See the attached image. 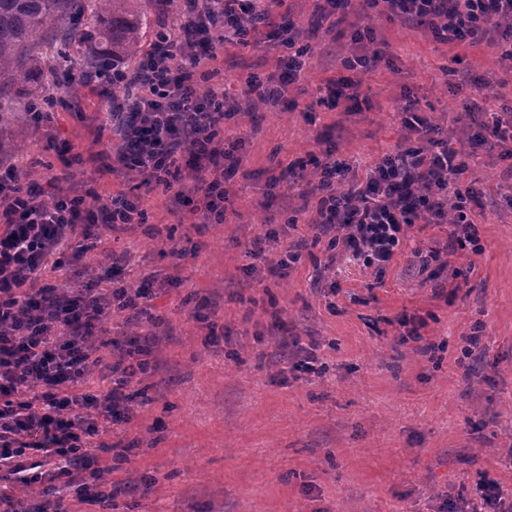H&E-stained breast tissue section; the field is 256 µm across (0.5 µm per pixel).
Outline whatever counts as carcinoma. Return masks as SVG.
<instances>
[{
    "instance_id": "1",
    "label": "carcinoma",
    "mask_w": 512,
    "mask_h": 512,
    "mask_svg": "<svg viewBox=\"0 0 512 512\" xmlns=\"http://www.w3.org/2000/svg\"><path fill=\"white\" fill-rule=\"evenodd\" d=\"M140 0H0V89L42 77L41 47L53 34L62 45H88L84 65L96 71L132 59L143 47Z\"/></svg>"
}]
</instances>
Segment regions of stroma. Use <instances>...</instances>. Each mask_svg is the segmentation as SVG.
I'll return each mask as SVG.
<instances>
[{
    "label": "stroma",
    "instance_id": "35a3bbf8",
    "mask_svg": "<svg viewBox=\"0 0 512 512\" xmlns=\"http://www.w3.org/2000/svg\"><path fill=\"white\" fill-rule=\"evenodd\" d=\"M271 41L217 47L224 85L225 144H236L224 221L184 215L173 193L114 168L121 143L112 80L84 66L59 70L52 90L11 93L0 123V162L24 181L85 195L93 205L123 190L139 196L147 221L92 227L97 245L39 283L70 292L89 278L135 291L160 282L150 318L116 310L98 335L148 337L150 368L129 384L133 415L110 427L96 451L98 499H81L56 459L44 461L38 493L0 483V512H446L478 502L479 474L498 482V512H512V154L470 134L512 106V55L485 39L448 42L428 26L350 0L333 14L323 0L271 7ZM294 23L304 76L271 101L249 82L277 78L286 23ZM380 50L369 67L348 59ZM350 74L358 105L320 100L327 78ZM51 92L48 119L31 101ZM413 106L440 139L468 158L460 193L472 202L480 253L448 252V227L415 224L383 275L328 249L309 220L326 153L365 176L367 164L405 148L429 150L402 125ZM301 175L276 182L286 167ZM305 241L287 276L268 273L246 249ZM439 253L420 269L414 250ZM420 341H402V317ZM480 344L462 351L471 336ZM311 349L316 369L296 368Z\"/></svg>",
    "mask_w": 512,
    "mask_h": 512
}]
</instances>
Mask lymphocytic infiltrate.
Returning <instances> with one entry per match:
<instances>
[{
    "mask_svg": "<svg viewBox=\"0 0 512 512\" xmlns=\"http://www.w3.org/2000/svg\"><path fill=\"white\" fill-rule=\"evenodd\" d=\"M179 36L159 34L137 72L138 92L126 105L129 120L116 160L137 170L145 184L176 189L178 199L198 198L191 212L222 223L229 196L224 163L231 155L220 138L224 85L191 84L193 72L216 60V48L232 39L257 41L271 25L263 0H184ZM371 7L427 22L447 40L474 32L494 34L512 19V0H368ZM466 169L456 151L430 155L414 150L387 154L367 166L365 180L336 189L348 166L327 163L314 230L341 232L350 261L383 271L416 222L448 227L450 252H479L475 223L464 198L437 197ZM193 178L181 188L183 172ZM139 199L124 191L94 208L80 195L45 200L39 187L22 183L17 166L0 173V467L25 451L46 452L65 467L90 468L100 421H129L125 387L145 372L139 349L96 372L90 340L113 309H136L151 293L85 287L57 294L37 282L77 230L92 224H142Z\"/></svg>",
    "mask_w": 512,
    "mask_h": 512,
    "instance_id": "f902f5d3",
    "label": "lymphocytic infiltrate"
}]
</instances>
